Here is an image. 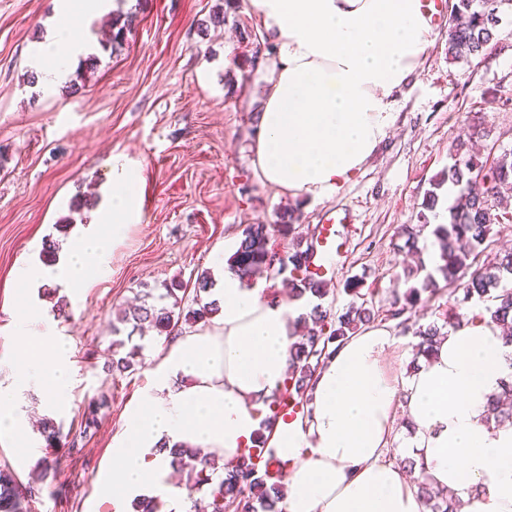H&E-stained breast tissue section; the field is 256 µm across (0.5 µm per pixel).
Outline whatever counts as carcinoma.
Masks as SVG:
<instances>
[{
    "instance_id": "1",
    "label": "carcinoma",
    "mask_w": 512,
    "mask_h": 512,
    "mask_svg": "<svg viewBox=\"0 0 512 512\" xmlns=\"http://www.w3.org/2000/svg\"><path fill=\"white\" fill-rule=\"evenodd\" d=\"M512 10V0H458L448 18V62L457 63L473 56L482 55L493 47L494 31L501 21L504 9ZM129 20L120 13L113 14L111 35L101 44L103 51L120 48L127 39ZM451 151L454 163L430 183L422 206L430 212L437 211L441 203L443 188L454 195L453 204L447 208L448 222L442 224H406L398 231L405 239L404 246L420 251L419 242L432 236L438 246V259L427 265L418 257L414 266H407L396 275L406 289L394 299L386 317L397 321L404 332L418 338L416 356L429 357L434 353L437 337L447 327L459 328L467 323L487 320L495 326L512 332V251L495 254V257L480 265L479 254L489 247L490 230L494 224L512 217V150L503 151L492 163L481 162L471 153L469 142L456 139ZM299 220L296 210L285 211L278 224H251L243 230V238L231 257L229 269L247 282L255 277L273 273L282 278V287L288 289V297L301 299L305 296L319 300L309 314L303 317L305 330L291 345L288 376L280 389L266 404V415L261 421L252 449L237 462L229 466L216 467L215 460L203 455L195 448L169 449L174 462L187 468V486L190 493H201L203 498L194 502V512H227L240 509L242 512H279L278 503L284 498L282 492V467L285 463L265 455L270 433L278 418L298 411L305 412L308 391L314 375L325 358L349 336L363 326L375 321V300L367 299L355 289L357 282L349 283L355 300L341 314H333L324 307L322 300L329 295L327 282L311 272V247L301 249L302 241L292 242V247L274 259L276 237H286ZM214 286L211 276L201 273L195 282L193 306H182L183 298L176 288L164 287L157 299H173L172 304L158 306L148 303L152 293L143 294L140 303L124 309L118 318L119 325L112 326V333L119 335L122 327L131 326L128 335L142 328L152 327L158 335L171 336L179 323H208L219 307L213 302L203 301L201 294ZM449 287L463 290L465 297L474 301V308L467 314L452 312L448 321L421 325L411 321L414 309L428 303L432 297ZM125 346L122 340L113 341L110 366L112 372L134 371L143 365L144 346L134 345L125 354L119 349ZM510 370L501 380L500 392L493 395L487 404L486 424L512 425V409L503 407V402L512 400V353L505 354ZM105 398L88 402L82 415L79 430L67 434L70 449L92 436L99 423V410ZM41 434L47 447L60 446L61 426L51 419L43 422ZM417 494L430 512H458L457 502L439 495L426 481L414 479ZM39 495V487L17 482L13 472L0 466V512H31V502Z\"/></svg>"
}]
</instances>
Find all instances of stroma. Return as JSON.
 <instances>
[{
  "instance_id": "1",
  "label": "stroma",
  "mask_w": 512,
  "mask_h": 512,
  "mask_svg": "<svg viewBox=\"0 0 512 512\" xmlns=\"http://www.w3.org/2000/svg\"><path fill=\"white\" fill-rule=\"evenodd\" d=\"M56 0H0V381L12 344L17 274L28 262L49 265L45 240L67 246L95 215L84 199H104L112 157L121 153L140 176L143 220L128 225L101 272L80 291L42 284L36 301L71 346L73 389L55 420L79 428L90 399L106 397L97 432L80 453L39 446L26 460L0 444V466L20 481L38 476L44 459L59 472L40 484L32 512H114L96 488L112 464V439L126 406L147 382L160 354L145 340L144 365L111 374L112 322L142 286L176 282L193 288L198 271L214 269L213 251L241 239L250 224H275L299 208L295 235L313 241L325 215L351 206L355 224L347 257L329 283L325 307L339 313L349 280L387 309L404 291L395 274L415 256L398 246L401 225L422 223V202L434 176L452 165L450 144L475 131L489 134L480 158L512 149V16L496 46L460 63L448 61V27L405 86L393 95L391 127L351 181L318 198L291 197L265 183L253 166L266 68L252 66L246 29L269 38L251 0H128L131 32L95 72L84 63L76 93L42 92L28 83L30 54L55 17ZM226 8L223 25L208 22ZM68 223L67 233L57 224Z\"/></svg>"
}]
</instances>
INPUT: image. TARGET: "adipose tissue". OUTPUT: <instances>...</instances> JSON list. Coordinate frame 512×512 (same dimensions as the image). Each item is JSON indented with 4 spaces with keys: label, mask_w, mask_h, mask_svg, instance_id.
<instances>
[{
    "label": "adipose tissue",
    "mask_w": 512,
    "mask_h": 512,
    "mask_svg": "<svg viewBox=\"0 0 512 512\" xmlns=\"http://www.w3.org/2000/svg\"><path fill=\"white\" fill-rule=\"evenodd\" d=\"M277 46L268 66L254 164L283 192L317 198L351 180L389 128L392 96L431 43L419 0H252ZM115 0H58L32 53L44 89L66 82L95 49L76 28L116 11ZM210 325L174 339L127 407L112 440L100 497L162 492L188 512L162 446L188 445L230 460L253 444L264 402L288 367L296 322L309 298L270 300L265 283L225 271L213 288ZM388 326L350 336L313 378L308 412L278 421L267 447L289 468L282 512H423L397 463L384 462L399 420L412 432L401 453L427 481L453 494L459 512H512V426L487 427L507 348L484 323L449 331L435 358L405 377L387 357Z\"/></svg>",
    "instance_id": "adipose-tissue-1"
}]
</instances>
